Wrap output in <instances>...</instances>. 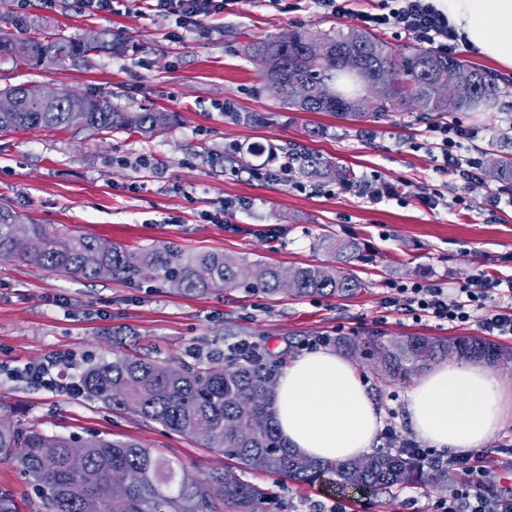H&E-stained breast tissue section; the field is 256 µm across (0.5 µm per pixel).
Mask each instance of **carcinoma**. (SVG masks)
Here are the masks:
<instances>
[{"mask_svg":"<svg viewBox=\"0 0 512 512\" xmlns=\"http://www.w3.org/2000/svg\"><path fill=\"white\" fill-rule=\"evenodd\" d=\"M0 20L21 33L15 43L0 46V56L10 55L49 70L64 69L85 61L95 50L125 52V38L89 43L57 36L28 35L25 20L7 12ZM250 56L263 65L266 88L288 107L300 112H327L360 121L365 118L360 97L340 95L324 101L320 85L336 84L338 73L323 66L326 57L348 56L355 61L352 75L366 86L391 77L389 96L373 106L376 118L395 111H411L410 101L422 99L423 114L443 118L458 112L491 110L506 93L498 78L468 62L431 49L395 48L383 38L361 29L314 34L293 32L283 46L278 39L251 44ZM457 69L471 84L472 96L448 99L444 74ZM308 84L304 100L293 96V87ZM17 99V111L0 113V131L34 128H80L96 132L126 130L155 135L170 130L176 115L155 109L120 112L103 96L87 97V109L72 112L67 91L50 104L28 97L25 88L6 87ZM295 174L330 177L344 184L354 182L346 169L326 164L314 152L291 154ZM494 179L512 186V156L495 162ZM25 218L0 202V260L17 261L47 272L75 279L108 276L129 284L154 278L179 285L185 294H202L239 285L248 290L276 294L283 290L297 297L352 296L362 288L357 278L317 266H298L285 275L261 261L249 262L222 253L191 256L166 245L130 250L84 234L60 236L45 224H29L28 232L42 243L32 253L15 246V228ZM359 244L336 243L337 259L357 257ZM459 356L496 363V347L477 339L460 337ZM370 352L380 359L387 376L406 379L430 363L448 356V344L422 336H408L390 345L376 340ZM280 363L264 367L242 354L231 358L211 352L192 364L116 354L110 361L91 362L82 374L83 394L114 410H131L168 431L194 438L212 452L235 460V465L199 474L182 463L162 459L135 441H114L88 436L48 434L34 427L0 423V462L20 468L40 501L38 512H269L268 490L242 478L248 471L277 475L299 483L326 477L336 485L358 487L374 493L409 483L441 488L448 472L425 470L397 445L348 460L324 462L291 450L279 435L269 414L271 388Z\"/></svg>","mask_w":512,"mask_h":512,"instance_id":"obj_1","label":"carcinoma"}]
</instances>
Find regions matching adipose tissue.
Masks as SVG:
<instances>
[{
    "label": "adipose tissue",
    "instance_id": "ef3b65f1",
    "mask_svg": "<svg viewBox=\"0 0 512 512\" xmlns=\"http://www.w3.org/2000/svg\"><path fill=\"white\" fill-rule=\"evenodd\" d=\"M437 5L479 55L512 69V0H437ZM406 410L410 428L431 447L467 453L512 419V393L487 369L443 363L408 392ZM269 411L288 446L318 460L370 451L382 425L355 368L323 349L288 365L273 386Z\"/></svg>",
    "mask_w": 512,
    "mask_h": 512
}]
</instances>
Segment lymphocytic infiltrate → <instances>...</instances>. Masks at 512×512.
Wrapping results in <instances>:
<instances>
[{
  "mask_svg": "<svg viewBox=\"0 0 512 512\" xmlns=\"http://www.w3.org/2000/svg\"><path fill=\"white\" fill-rule=\"evenodd\" d=\"M238 0H154L153 11L174 19L183 36L201 33L206 18L223 13ZM362 29H394L412 36L417 42L439 52H448L458 34L448 16L433 0H387L381 12L358 15ZM428 148L438 152L443 160L439 175L452 178L456 184V204L467 201L466 193L474 176V158L462 157L464 140L470 139L467 127L460 124L432 125L427 129ZM494 309H487V302ZM389 306L405 311L413 319H432L451 325L478 323L488 336H512V277L489 278L475 276L467 285L448 288L434 281L412 280L394 283L387 298ZM76 356L55 352L43 360L17 369L16 377L50 392L68 397L82 394L80 379L73 371ZM408 455L418 463L431 466L443 464L455 471L459 479L447 493L438 495L431 512H512V495L486 494L485 485L491 469L484 455H464L440 458L416 442H409Z\"/></svg>",
  "mask_w": 512,
  "mask_h": 512,
  "instance_id": "f902f5d3",
  "label": "lymphocytic infiltrate"
}]
</instances>
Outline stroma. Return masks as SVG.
Here are the masks:
<instances>
[{"instance_id": "35a3bbf8", "label": "stroma", "mask_w": 512, "mask_h": 512, "mask_svg": "<svg viewBox=\"0 0 512 512\" xmlns=\"http://www.w3.org/2000/svg\"><path fill=\"white\" fill-rule=\"evenodd\" d=\"M380 0H353L337 16L311 0H240L205 20L201 34L170 38L172 20L148 0H118L115 12L93 14L81 0H0V12L28 17L40 36L84 39L108 31L128 37L125 53L100 52L90 63L49 71L23 61L0 60V89L45 83L84 95H100L128 112L154 108L175 113L170 131L144 136L127 131L28 129L0 131V202L29 220L66 234L85 233L135 250L173 244L183 252H218L262 260L287 270L342 267L362 281L349 298L268 296L244 287L198 295L162 281L128 284L102 278L75 280L20 262H0V362L32 363L54 351L111 360L113 351L154 359L191 360L241 339L265 346L292 362L311 339L357 344L408 336L452 340L481 338L476 324L454 328L415 321L386 303L397 279H432L459 287L479 273L512 275V190L490 175V164L512 137V93L496 112H461L473 131L468 142L481 165L469 189V206L453 204V187L423 149L425 122L415 113H392L351 122L326 113L288 108L264 89L251 43L297 30L346 31L359 12L377 11ZM234 106L224 114L221 103ZM349 168L355 187L319 191L257 180L253 166L286 163L288 144ZM253 146L262 155L250 154ZM145 167H135L136 159ZM402 186L404 200L371 202V174ZM441 191L448 207L429 208L425 194ZM246 199V211L225 213V200ZM223 222L206 221V214ZM357 239L363 258L339 265L321 248L324 235ZM352 364L382 411L383 424L405 438V396L413 380L386 381L376 356L357 354ZM0 421L32 425L50 434L133 440L156 455L176 458L205 472L225 464L200 442L166 432L131 411L113 412L84 397L57 396L19 380L0 378ZM247 481L269 489L282 512H308L313 501L343 495L352 512H427L434 491L411 484L382 494L338 491L332 482L304 485L262 472Z\"/></svg>"}]
</instances>
